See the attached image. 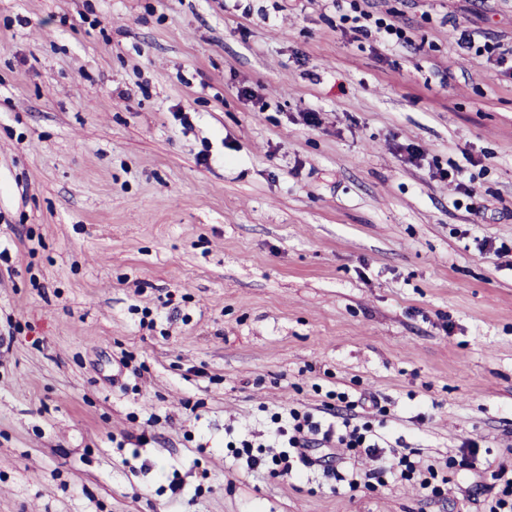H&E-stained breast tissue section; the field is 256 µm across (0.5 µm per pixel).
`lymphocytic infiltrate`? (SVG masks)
Segmentation results:
<instances>
[{
	"label": "lymphocytic infiltrate",
	"instance_id": "obj_1",
	"mask_svg": "<svg viewBox=\"0 0 512 512\" xmlns=\"http://www.w3.org/2000/svg\"><path fill=\"white\" fill-rule=\"evenodd\" d=\"M356 406L349 393L336 395V403L330 406L331 419L322 423L316 421L311 413L296 409L287 415H273L276 426L270 445L274 447L273 456H266L254 450L252 440H241L235 449L236 456L245 458L248 468L265 469L269 473L287 478L297 472L299 467L316 466L317 461L309 454L312 446L323 448H344L350 455H365L376 460L377 465L369 472L353 474L347 485L350 490L377 483L386 485L388 478L395 477L405 481L418 480L420 487L428 496L441 495L448 478L439 474L435 468H428L425 478H417L416 467L409 454L398 450L383 452L380 449V437L370 423L355 424L351 411Z\"/></svg>",
	"mask_w": 512,
	"mask_h": 512
}]
</instances>
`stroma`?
Returning <instances> with one entry per match:
<instances>
[{"instance_id":"obj_1","label":"stroma","mask_w":512,"mask_h":512,"mask_svg":"<svg viewBox=\"0 0 512 512\" xmlns=\"http://www.w3.org/2000/svg\"><path fill=\"white\" fill-rule=\"evenodd\" d=\"M368 3L0 0V512H486L512 79L459 37L512 47V0H380L408 46L342 22ZM333 391L442 498L234 456Z\"/></svg>"}]
</instances>
